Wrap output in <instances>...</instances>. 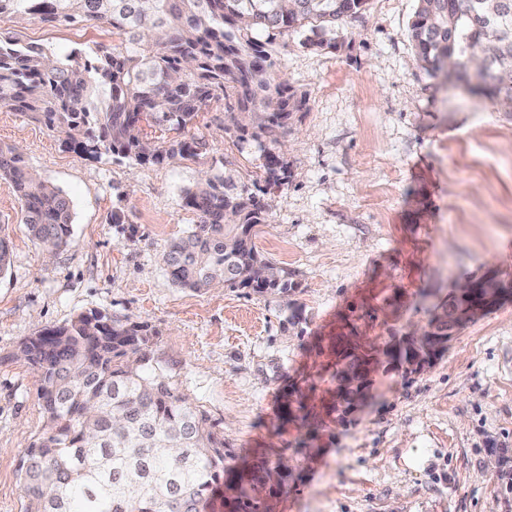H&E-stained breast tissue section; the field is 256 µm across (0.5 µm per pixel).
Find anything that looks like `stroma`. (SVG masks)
Wrapping results in <instances>:
<instances>
[{
    "label": "stroma",
    "instance_id": "35a3bbf8",
    "mask_svg": "<svg viewBox=\"0 0 512 512\" xmlns=\"http://www.w3.org/2000/svg\"><path fill=\"white\" fill-rule=\"evenodd\" d=\"M416 0H370L338 31L337 51L276 45L275 78L309 98L281 149L290 177L267 188L258 250L289 273L287 299L249 288L175 286L162 261L197 218L182 192L205 176L263 174L220 128L211 102L187 136L206 148L164 166L64 150L44 125L0 112V144L73 206L69 243L48 257L0 179V512H24L18 464L46 416L21 343L101 311L149 324L152 351L224 433L229 484L258 460L285 469L263 497L271 512H512L490 454L512 449V114L455 76L419 67L409 25ZM65 56L112 44L108 27L18 29ZM124 204L130 221L110 223ZM509 291L467 322L422 371L382 360L426 330L466 289ZM302 310L288 324L285 302ZM371 354L358 400L340 373Z\"/></svg>",
    "mask_w": 512,
    "mask_h": 512
}]
</instances>
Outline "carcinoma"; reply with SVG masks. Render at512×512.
<instances>
[{
    "instance_id": "cac0c4a2",
    "label": "carcinoma",
    "mask_w": 512,
    "mask_h": 512,
    "mask_svg": "<svg viewBox=\"0 0 512 512\" xmlns=\"http://www.w3.org/2000/svg\"><path fill=\"white\" fill-rule=\"evenodd\" d=\"M368 0H0V22L104 25L118 36L64 58L0 31V110L43 123L80 155L111 154L164 165L195 157L193 137L159 143L143 124L181 131L224 100V135L254 149L268 184L288 181L277 150L308 98L272 78L273 45L290 34L329 51L347 46L336 23ZM417 60L431 76L477 69L482 91L512 112V0H417L410 25ZM0 178L21 200L22 223L43 251L67 245L71 204L0 145ZM197 217L162 261L180 288L233 287L286 295L288 272L253 242L267 203L215 173L182 193ZM147 325L81 313L29 336L19 352L37 372L43 434L19 466L25 512H201L224 479V433L153 361ZM415 341L386 349L395 362ZM280 467L265 462L240 479L232 512H267L261 490Z\"/></svg>"
}]
</instances>
